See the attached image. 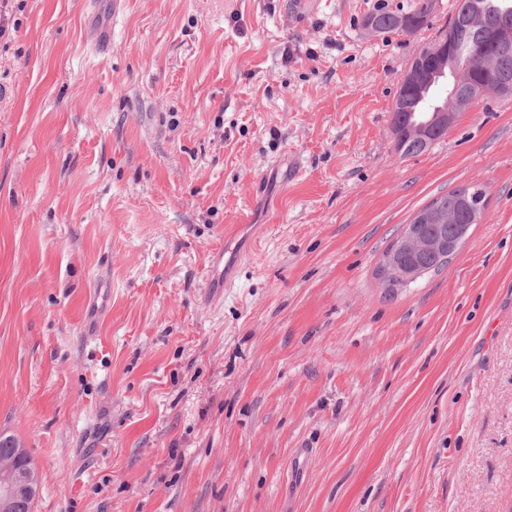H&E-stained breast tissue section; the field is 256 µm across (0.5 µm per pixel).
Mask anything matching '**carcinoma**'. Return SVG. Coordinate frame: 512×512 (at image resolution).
I'll return each mask as SVG.
<instances>
[{
	"label": "carcinoma",
	"mask_w": 512,
	"mask_h": 512,
	"mask_svg": "<svg viewBox=\"0 0 512 512\" xmlns=\"http://www.w3.org/2000/svg\"><path fill=\"white\" fill-rule=\"evenodd\" d=\"M434 7L435 0H415L412 9L405 14L419 19L424 27L430 24ZM405 14L379 5L368 15L365 25L379 33L396 32L399 30L397 21ZM461 15L474 17L476 24L458 30V47L453 62L457 76H448V93H457L460 98L457 106L459 111L487 94L486 88L493 85L498 77L506 75L512 78V48L502 49L491 41L495 27L512 25V0H457L455 16ZM478 56L488 58L487 68H474V58ZM391 126L395 147L401 156L418 155L430 148V145L410 137L403 114L396 110L393 111ZM441 200L448 213L454 216V223L446 227L451 236L455 225L471 223V211L485 210L486 191L477 184L465 185L441 196Z\"/></svg>",
	"instance_id": "obj_1"
}]
</instances>
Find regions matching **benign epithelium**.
<instances>
[{
  "label": "benign epithelium",
  "instance_id": "obj_1",
  "mask_svg": "<svg viewBox=\"0 0 512 512\" xmlns=\"http://www.w3.org/2000/svg\"><path fill=\"white\" fill-rule=\"evenodd\" d=\"M458 24L448 26L440 38V52L435 58L419 57L406 71L401 86L404 89L417 86L421 89L437 81L447 72L448 57L454 53L455 35ZM454 113L451 108H440L430 113L426 119L413 122V131L418 138L428 141L442 127L451 124ZM446 218L438 206H431L418 213L411 224H407L400 236L384 255L378 275L383 287L389 292H397L419 280L433 267L413 263L403 267L399 259L408 253L433 255L439 259L457 253L464 241L469 225H457L454 237L443 233ZM39 485L38 472L32 464L23 468H3L0 470V512H17L21 501L33 498Z\"/></svg>",
  "mask_w": 512,
  "mask_h": 512
}]
</instances>
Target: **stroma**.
I'll return each instance as SVG.
<instances>
[{
	"label": "stroma",
	"mask_w": 512,
	"mask_h": 512,
	"mask_svg": "<svg viewBox=\"0 0 512 512\" xmlns=\"http://www.w3.org/2000/svg\"><path fill=\"white\" fill-rule=\"evenodd\" d=\"M0 0V435L33 512H512V97L417 156L378 0ZM465 184L446 267L377 268ZM440 199L445 203L448 213L454 216L453 224H447L448 237L453 235L455 224L457 232L448 240L443 233L446 218L437 205L431 206L414 217L413 224H406L400 236L393 242L390 250L384 255L379 267L378 275L387 292H398L407 288L412 282L419 280L426 273L432 271L434 266L413 263L399 267V259L408 253H420L436 256L442 259L446 255L457 253L464 241L470 224L472 210L482 211L486 207V191L481 185H465L458 187ZM430 226L426 231L425 227ZM437 259L429 260L435 264Z\"/></svg>",
	"instance_id": "1"
}]
</instances>
